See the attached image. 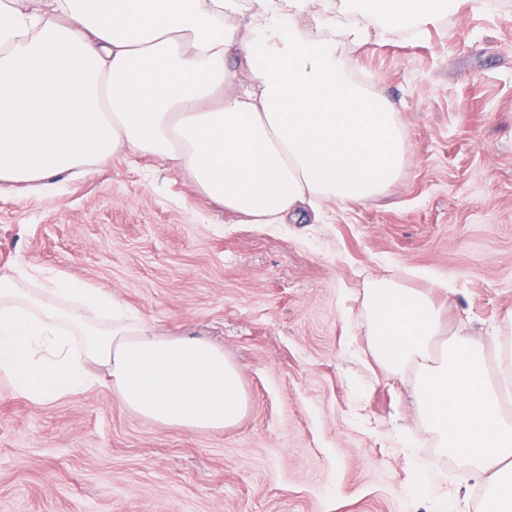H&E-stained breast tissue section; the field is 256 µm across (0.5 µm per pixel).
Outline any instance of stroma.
<instances>
[{
  "label": "stroma",
  "instance_id": "stroma-1",
  "mask_svg": "<svg viewBox=\"0 0 512 512\" xmlns=\"http://www.w3.org/2000/svg\"><path fill=\"white\" fill-rule=\"evenodd\" d=\"M408 136L378 196L310 224H243L171 162L117 154L48 189L0 188V273L112 292L156 334L223 348L248 399L220 431L149 423L97 386L42 405L0 378V512H481L411 379L362 316L368 281L427 294L446 332L512 310V0H456L415 36L347 51Z\"/></svg>",
  "mask_w": 512,
  "mask_h": 512
}]
</instances>
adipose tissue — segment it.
<instances>
[{"label": "adipose tissue", "mask_w": 512, "mask_h": 512, "mask_svg": "<svg viewBox=\"0 0 512 512\" xmlns=\"http://www.w3.org/2000/svg\"><path fill=\"white\" fill-rule=\"evenodd\" d=\"M312 2L0 0V184L46 188L108 155L149 153L252 224L382 193L406 136L346 50L439 18L448 0H323L299 29ZM0 372L36 405L105 385L162 427L221 430L246 406L223 349L158 335L73 280L0 275Z\"/></svg>", "instance_id": "ef3b65f1"}]
</instances>
